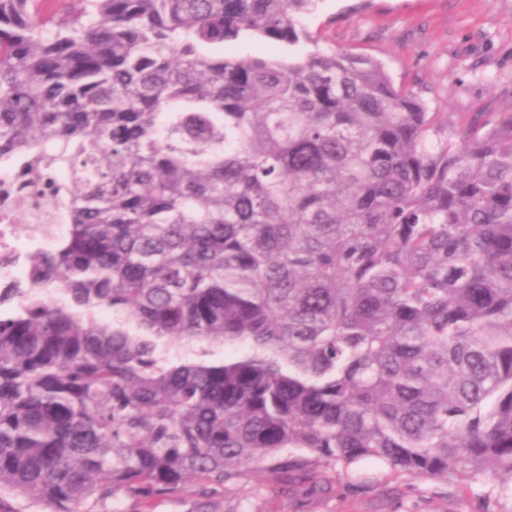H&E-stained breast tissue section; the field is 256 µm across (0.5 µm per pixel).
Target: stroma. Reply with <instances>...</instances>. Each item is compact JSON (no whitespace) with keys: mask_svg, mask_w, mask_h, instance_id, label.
Wrapping results in <instances>:
<instances>
[{"mask_svg":"<svg viewBox=\"0 0 512 512\" xmlns=\"http://www.w3.org/2000/svg\"><path fill=\"white\" fill-rule=\"evenodd\" d=\"M306 27L323 46L372 58L427 111L456 117L512 112V0H319ZM321 484L288 488L259 467L206 497L188 481L148 502L121 494L109 512H475L487 487L404 480L375 461L354 487L327 472Z\"/></svg>","mask_w":512,"mask_h":512,"instance_id":"1","label":"stroma"}]
</instances>
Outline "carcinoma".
<instances>
[{
    "mask_svg": "<svg viewBox=\"0 0 512 512\" xmlns=\"http://www.w3.org/2000/svg\"><path fill=\"white\" fill-rule=\"evenodd\" d=\"M316 2L0 0V156L68 224L0 289L1 493L374 460L512 499V113L448 134ZM306 46L288 50L285 46L276 42H269L259 38H244L237 42L224 46V54L231 56H251L255 54L262 55L270 60H288V55H299L306 49Z\"/></svg>",
    "mask_w": 512,
    "mask_h": 512,
    "instance_id": "1",
    "label": "carcinoma"
}]
</instances>
